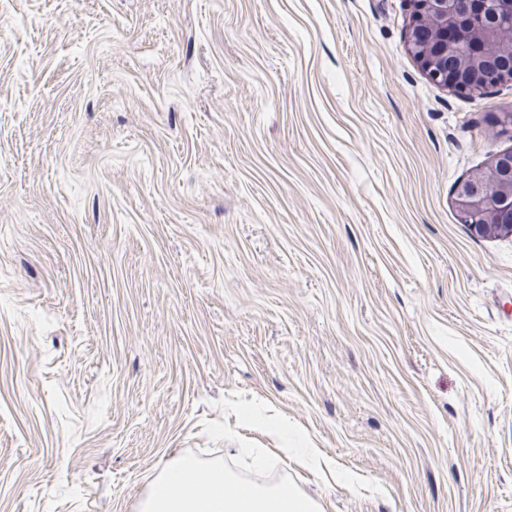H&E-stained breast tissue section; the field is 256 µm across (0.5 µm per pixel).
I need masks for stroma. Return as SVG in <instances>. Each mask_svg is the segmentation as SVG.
Wrapping results in <instances>:
<instances>
[{
  "instance_id": "obj_1",
  "label": "stroma",
  "mask_w": 512,
  "mask_h": 512,
  "mask_svg": "<svg viewBox=\"0 0 512 512\" xmlns=\"http://www.w3.org/2000/svg\"><path fill=\"white\" fill-rule=\"evenodd\" d=\"M410 0H0V512L177 454L323 512H512V236ZM309 443L336 463L245 466ZM496 187V195L489 193V187ZM454 204L465 217L467 225L480 236H489L495 232H507L512 235V224H494L495 215L485 216L493 206L497 211L506 212L512 208V156L511 151L501 153L483 168L476 169L455 189Z\"/></svg>"
}]
</instances>
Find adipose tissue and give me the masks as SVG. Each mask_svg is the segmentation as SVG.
Here are the masks:
<instances>
[{
    "instance_id": "obj_1",
    "label": "adipose tissue",
    "mask_w": 512,
    "mask_h": 512,
    "mask_svg": "<svg viewBox=\"0 0 512 512\" xmlns=\"http://www.w3.org/2000/svg\"><path fill=\"white\" fill-rule=\"evenodd\" d=\"M140 512H321L292 486H240L222 463L202 464L182 455L164 462Z\"/></svg>"
}]
</instances>
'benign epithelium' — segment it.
<instances>
[{
  "label": "benign epithelium",
  "instance_id": "obj_1",
  "mask_svg": "<svg viewBox=\"0 0 512 512\" xmlns=\"http://www.w3.org/2000/svg\"><path fill=\"white\" fill-rule=\"evenodd\" d=\"M480 5L475 17L462 24L458 0H414L410 47L415 60L427 76L451 92L477 93L494 75L511 78L512 72L501 67L497 58L512 55V42L502 43L499 37L500 17L512 18V0L495 13L485 14L488 0H475ZM455 59V68L448 71V58ZM454 204L465 217L467 225L480 236L495 232L512 235V224H488L489 209L499 212L512 209V153H501L483 168L473 171L455 189Z\"/></svg>",
  "mask_w": 512,
  "mask_h": 512
}]
</instances>
